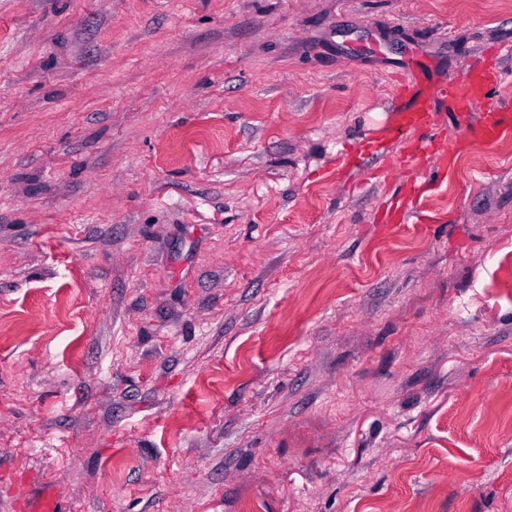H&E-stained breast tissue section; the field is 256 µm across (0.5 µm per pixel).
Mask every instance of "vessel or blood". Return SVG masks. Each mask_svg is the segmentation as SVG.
Instances as JSON below:
<instances>
[{
  "mask_svg": "<svg viewBox=\"0 0 512 512\" xmlns=\"http://www.w3.org/2000/svg\"><path fill=\"white\" fill-rule=\"evenodd\" d=\"M398 95L402 104L396 109V117L388 127L385 139L367 143L361 160L382 155L387 143L392 142L404 146L396 158L397 165L402 168L415 166L419 152L429 150L431 144L424 139L413 140L412 135L429 124L430 114L440 101L467 109L475 100H486L487 105L474 126V135L487 143L512 135V92L503 89L497 71L469 72L458 82L433 84L426 88L405 85L400 87Z\"/></svg>",
  "mask_w": 512,
  "mask_h": 512,
  "instance_id": "b4317fda",
  "label": "vessel or blood"
}]
</instances>
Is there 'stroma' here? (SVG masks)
Listing matches in <instances>:
<instances>
[{"instance_id":"35a3bbf8","label":"stroma","mask_w":512,"mask_h":512,"mask_svg":"<svg viewBox=\"0 0 512 512\" xmlns=\"http://www.w3.org/2000/svg\"><path fill=\"white\" fill-rule=\"evenodd\" d=\"M505 39L512 0H0V512H512V137L441 105L444 161L339 169L398 63L512 90Z\"/></svg>"}]
</instances>
